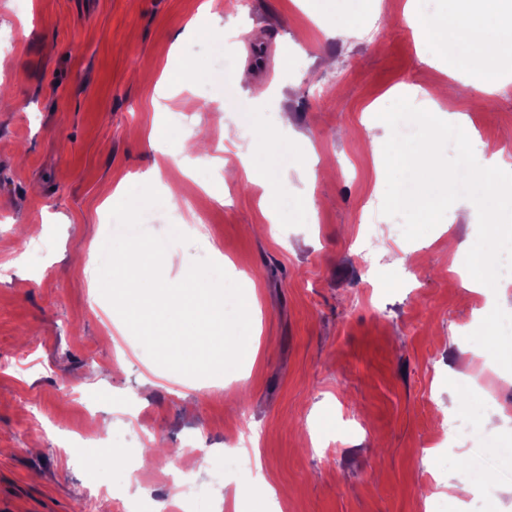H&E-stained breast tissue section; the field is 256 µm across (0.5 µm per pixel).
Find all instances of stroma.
I'll use <instances>...</instances> for the list:
<instances>
[{
    "mask_svg": "<svg viewBox=\"0 0 512 512\" xmlns=\"http://www.w3.org/2000/svg\"><path fill=\"white\" fill-rule=\"evenodd\" d=\"M206 0H0V512H150L170 501L171 474L146 466L126 490L87 498L106 453L81 434L111 421L127 456L136 451L255 446L259 475L197 478L222 512H512V458L465 442L445 443L449 418L468 419L460 379L480 375L512 443V366L487 345L480 319L512 318V299L464 284L475 232L445 215L414 241L380 212L384 169L368 155L390 135L378 120L399 87L433 90L452 80L469 46L431 44L405 17L407 0H215L232 72L253 70L232 100L201 85L210 61L192 23ZM359 20L351 39L341 21ZM251 131L239 127L242 108ZM467 115L480 145L512 149V95ZM292 131L253 166L273 176L278 202L260 186L221 172H185L188 137L207 120L208 152L239 166L249 135ZM161 137L150 146L146 131ZM234 129L235 142L224 139ZM161 166L180 187L177 209L146 211L143 227L175 244L186 262L220 247L228 275L255 285L260 351L233 373L191 378L158 367L101 295L94 246L117 232L109 213L117 185ZM223 186L216 201L214 186ZM292 200L293 210L279 202ZM44 263L25 254L32 242ZM414 270L404 279V266ZM483 459L487 481L460 487L464 460ZM260 484L270 496L237 497Z\"/></svg>",
    "mask_w": 512,
    "mask_h": 512,
    "instance_id": "1",
    "label": "stroma"
}]
</instances>
